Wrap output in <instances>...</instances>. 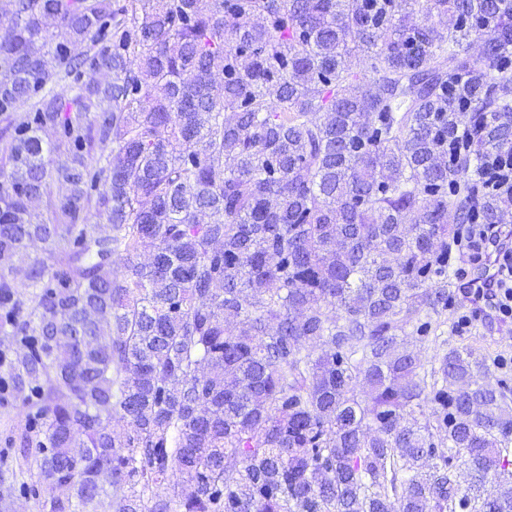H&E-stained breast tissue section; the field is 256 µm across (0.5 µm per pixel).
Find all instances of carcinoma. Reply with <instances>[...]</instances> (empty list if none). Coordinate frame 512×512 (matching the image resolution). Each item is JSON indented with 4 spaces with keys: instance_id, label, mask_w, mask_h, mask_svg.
<instances>
[{
    "instance_id": "1",
    "label": "carcinoma",
    "mask_w": 512,
    "mask_h": 512,
    "mask_svg": "<svg viewBox=\"0 0 512 512\" xmlns=\"http://www.w3.org/2000/svg\"><path fill=\"white\" fill-rule=\"evenodd\" d=\"M0 24V512H512V388L403 342L441 346L457 227L512 217V0ZM487 165L488 186L495 191L512 192V154L491 157Z\"/></svg>"
}]
</instances>
